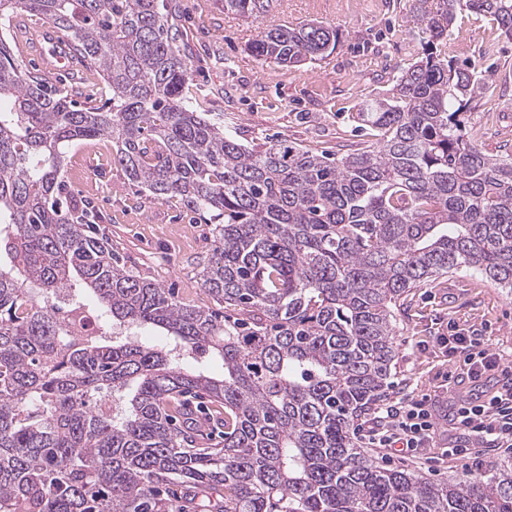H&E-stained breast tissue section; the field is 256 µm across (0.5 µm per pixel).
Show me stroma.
<instances>
[{
	"mask_svg": "<svg viewBox=\"0 0 512 512\" xmlns=\"http://www.w3.org/2000/svg\"><path fill=\"white\" fill-rule=\"evenodd\" d=\"M172 2L187 48L191 106L223 120L225 131L257 148L282 138L331 156L367 149L374 140L358 130L353 114L364 100L380 96L421 51L404 33L413 24L414 0H277L261 21L225 12L222 0ZM310 21L340 34L335 51L317 63L288 68L260 62L249 50L264 28ZM0 36L22 68L40 70L52 60L49 39H65L35 13L1 22ZM446 52L450 59L474 62L492 84L465 115L472 141L489 155L512 152V40L492 17L465 13L449 32ZM55 77L79 103L99 105L105 99L101 76L77 56ZM62 177L72 205L91 208L97 232L129 270L171 289L183 303L216 308L198 276L212 256L211 225L188 215L179 199H156L128 180L112 162L111 139L71 146ZM395 312L396 360L388 397H427L438 445L410 460L384 458L379 448L371 454L385 466L437 482L469 479L462 466L441 457V444L457 435L444 416L459 394L488 391L492 384L456 381V365L436 339L479 330L487 347L512 366V294L485 276L459 271L411 289Z\"/></svg>",
	"mask_w": 512,
	"mask_h": 512,
	"instance_id": "obj_1",
	"label": "stroma"
}]
</instances>
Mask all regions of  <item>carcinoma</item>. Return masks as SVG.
Masks as SVG:
<instances>
[{
    "label": "carcinoma",
    "instance_id": "cac0c4a2",
    "mask_svg": "<svg viewBox=\"0 0 512 512\" xmlns=\"http://www.w3.org/2000/svg\"><path fill=\"white\" fill-rule=\"evenodd\" d=\"M274 2L224 10L260 20ZM428 2L423 56L353 116L378 149L331 159L286 140L249 148L192 109L158 0H0V20H50L111 91L79 109L0 39V512H512V459L437 483L377 465L355 436L387 388L405 293L459 269L512 292V154L466 138L461 115L491 85L440 49L462 11L512 39V0ZM337 43L311 22L267 28L252 49L296 67ZM102 136L130 181L211 214L201 284L238 318L121 266L68 204L66 150ZM66 291L167 344L72 335L53 304ZM206 352L224 372L190 364ZM199 394L224 408L220 448L202 442ZM171 484L192 489V510L159 497Z\"/></svg>",
    "mask_w": 512,
    "mask_h": 512
}]
</instances>
